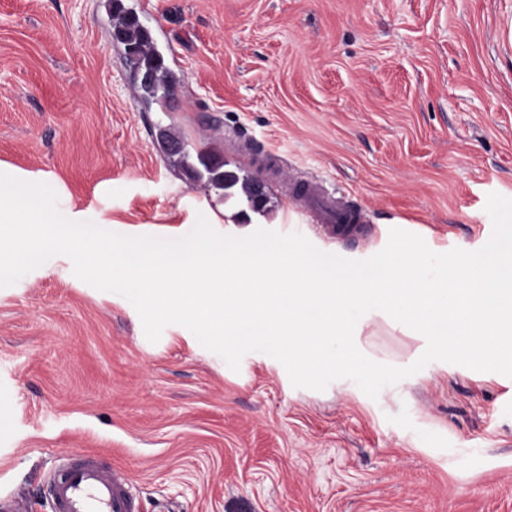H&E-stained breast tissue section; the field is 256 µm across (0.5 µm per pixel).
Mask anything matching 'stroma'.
<instances>
[{"label":"stroma","mask_w":512,"mask_h":512,"mask_svg":"<svg viewBox=\"0 0 512 512\" xmlns=\"http://www.w3.org/2000/svg\"><path fill=\"white\" fill-rule=\"evenodd\" d=\"M117 2L181 57L161 103L138 96ZM154 125L194 150L248 136L255 159L226 161L276 195L279 165L319 179L363 233L282 203L225 223ZM0 163L126 236L180 238L202 214L366 259L401 221L475 251L488 194L512 198V0H0ZM355 343L398 367L426 347L383 320ZM82 452L128 474L138 512H512V378L434 361L374 400L345 379L294 387L261 352L235 372L183 326L149 342L126 298L56 256L0 288V499L49 512L51 471Z\"/></svg>","instance_id":"stroma-1"}]
</instances>
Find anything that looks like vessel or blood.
<instances>
[{
  "label": "vessel or blood",
  "instance_id": "obj_1",
  "mask_svg": "<svg viewBox=\"0 0 512 512\" xmlns=\"http://www.w3.org/2000/svg\"><path fill=\"white\" fill-rule=\"evenodd\" d=\"M290 196L313 212L322 226L360 220L356 211L342 207L318 182L296 180ZM47 493L52 512H134L128 478L118 470L104 469L90 455L61 464L48 480Z\"/></svg>",
  "mask_w": 512,
  "mask_h": 512
}]
</instances>
